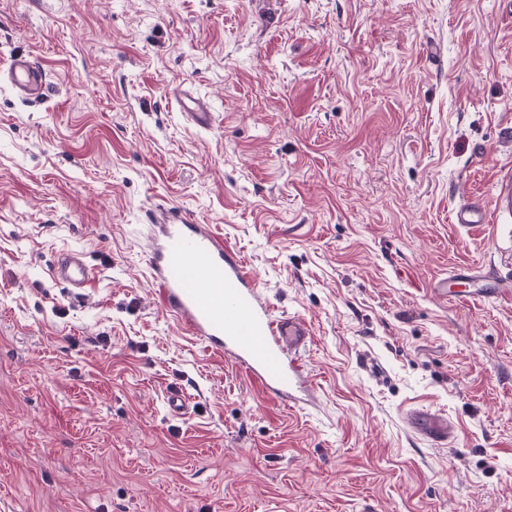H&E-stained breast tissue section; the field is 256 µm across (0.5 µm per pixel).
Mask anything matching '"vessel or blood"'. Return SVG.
<instances>
[{
    "instance_id": "obj_1",
    "label": "vessel or blood",
    "mask_w": 512,
    "mask_h": 512,
    "mask_svg": "<svg viewBox=\"0 0 512 512\" xmlns=\"http://www.w3.org/2000/svg\"><path fill=\"white\" fill-rule=\"evenodd\" d=\"M8 77L33 95L44 83L41 69L23 58L13 60ZM180 106L196 126H209L212 114L203 100L186 94ZM452 221L463 227L484 224L488 212L479 204H463ZM148 262L166 310L191 335L224 353L272 397L292 408L308 404L313 382L301 361L311 336L308 324L296 315L272 317L257 294L255 275L220 237L180 209H170L157 228ZM52 276L77 289L89 282L91 272L80 255L68 253ZM410 422L437 447H447L454 434L447 418L436 412L414 411Z\"/></svg>"
}]
</instances>
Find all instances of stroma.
<instances>
[{
  "instance_id": "stroma-1",
  "label": "stroma",
  "mask_w": 512,
  "mask_h": 512,
  "mask_svg": "<svg viewBox=\"0 0 512 512\" xmlns=\"http://www.w3.org/2000/svg\"><path fill=\"white\" fill-rule=\"evenodd\" d=\"M509 127L500 0H0V512H512V215L451 221L512 181ZM170 207L308 323L312 406L166 313ZM462 267L498 295L437 294ZM8 77L15 87L31 95H37L44 83L41 69L23 58L13 60ZM180 106L185 115L199 127H208L211 122L212 113L209 112L208 106L200 98L190 94H184L180 98ZM452 223L462 227H471L475 224L488 223V211L479 204H463L455 208L452 214ZM52 277L70 288L81 289L90 281L91 272L79 254L67 253L58 261ZM409 419L413 430L436 447H447L448 441L453 438V426L439 413L417 410L411 413Z\"/></svg>"
}]
</instances>
